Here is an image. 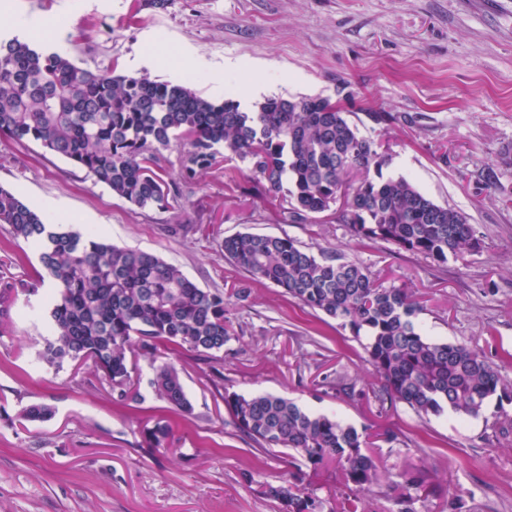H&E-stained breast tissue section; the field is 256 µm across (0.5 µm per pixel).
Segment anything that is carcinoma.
<instances>
[{
  "instance_id": "1",
  "label": "carcinoma",
  "mask_w": 512,
  "mask_h": 512,
  "mask_svg": "<svg viewBox=\"0 0 512 512\" xmlns=\"http://www.w3.org/2000/svg\"><path fill=\"white\" fill-rule=\"evenodd\" d=\"M0 135L67 159L139 210L173 209L184 198L164 167V152L175 141L186 188L198 172L219 170L234 157L247 178L278 198L287 224H344L359 240L389 242L438 264L480 247L465 213L435 203L402 176H384L381 144L362 135L341 101L329 97H266L243 112L231 98L211 100L147 75L81 69L61 52L14 39L0 41ZM0 224L38 249L43 269L32 280L0 274V323L20 296L51 281L56 296L42 359L56 368L91 364L100 387L119 402L133 397L138 358H161L159 344L215 359L235 335L224 292L200 288L152 252L61 231L2 186ZM220 248L250 278L365 337L366 361L379 386L359 394L370 393L382 405L403 403L420 418L446 407L476 417L493 396L512 402V381L481 351L420 332L415 317L421 306L409 289L385 286L359 263L304 249L286 236L238 233ZM154 370L160 397L191 414L175 364L163 361ZM224 406L256 450H288L294 483L263 484L279 512H325L326 500L303 475L331 465L341 472L344 512H365L359 495L373 487L385 490L397 512H415L416 502L437 495L425 458L387 468L368 452L377 436L365 429L271 394L226 390ZM53 416L51 406L32 403L17 421ZM140 434L148 448L171 447L172 427L163 418Z\"/></svg>"
}]
</instances>
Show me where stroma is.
Returning a JSON list of instances; mask_svg holds the SVG:
<instances>
[{
	"label": "stroma",
	"instance_id": "35a3bbf8",
	"mask_svg": "<svg viewBox=\"0 0 512 512\" xmlns=\"http://www.w3.org/2000/svg\"><path fill=\"white\" fill-rule=\"evenodd\" d=\"M6 2L0 20L26 22L33 42L83 69L145 73L214 99L240 82L265 97L345 93L350 120L389 156L384 175L463 211L481 247L437 265L385 241H354L342 224L282 223L264 189L225 187L234 160L198 174L185 208L141 211L64 158L0 135L1 186L47 223L153 252L200 287L223 290L238 330L218 360L166 348L192 405L185 416L157 396L147 359L136 398L122 403L88 365H46L52 291L18 300L0 335V512H278L259 484H287L288 458L245 442L224 408L228 391L284 396L382 433L372 453L387 464L426 456L442 494L417 512H444L454 497L462 512H512V431L500 425L512 402L490 399L465 419L379 407L364 395L376 378L350 331L250 279L219 248L251 232L340 253L385 285L411 288L426 335L477 346L512 379V0H171L140 11L134 0ZM373 112L394 120L374 124ZM1 260L16 279L39 268L36 249L3 226ZM243 284L250 298L234 299ZM340 375L355 396L336 390ZM36 402L54 417L15 423ZM154 416L171 419L172 448L142 447L139 429ZM247 469L257 481L244 479Z\"/></svg>",
	"mask_w": 512,
	"mask_h": 512
}]
</instances>
